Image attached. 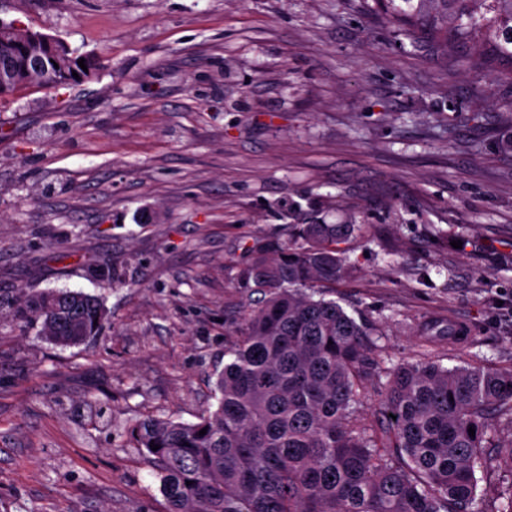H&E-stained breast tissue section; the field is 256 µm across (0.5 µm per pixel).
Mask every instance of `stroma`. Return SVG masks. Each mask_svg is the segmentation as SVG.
<instances>
[{
	"label": "stroma",
	"instance_id": "obj_1",
	"mask_svg": "<svg viewBox=\"0 0 512 512\" xmlns=\"http://www.w3.org/2000/svg\"><path fill=\"white\" fill-rule=\"evenodd\" d=\"M373 6L0 0L97 63L0 100V512H166L131 429L216 405L258 298L240 274L295 224L359 225L327 296L385 366L512 365V77L442 63ZM62 289L107 311L85 344L16 314Z\"/></svg>",
	"mask_w": 512,
	"mask_h": 512
}]
</instances>
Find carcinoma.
<instances>
[{"mask_svg":"<svg viewBox=\"0 0 512 512\" xmlns=\"http://www.w3.org/2000/svg\"><path fill=\"white\" fill-rule=\"evenodd\" d=\"M411 2L375 0L374 11L444 61L512 70V0ZM354 230L295 224L287 244L259 246L242 279L261 299L231 332L217 405L196 423L132 428L160 466L169 512H465L475 498L491 427L512 429V366L375 360L380 331L319 288L352 273L340 244ZM23 311L62 347L105 321L81 291L29 297ZM382 377L373 420L363 404Z\"/></svg>","mask_w":512,"mask_h":512,"instance_id":"carcinoma-1","label":"carcinoma"}]
</instances>
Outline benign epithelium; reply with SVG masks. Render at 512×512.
Listing matches in <instances>:
<instances>
[{
    "label": "benign epithelium",
    "instance_id": "obj_1",
    "mask_svg": "<svg viewBox=\"0 0 512 512\" xmlns=\"http://www.w3.org/2000/svg\"><path fill=\"white\" fill-rule=\"evenodd\" d=\"M27 37L34 38L41 44V48L29 53L26 64L23 68H17L11 59L7 57L0 58V85L4 86L13 83L16 87L27 84V78L36 72H48L46 58H51L54 63L64 69L75 71L79 78H70L69 82L74 84L82 81L91 75V72H85L78 64V56L73 54L68 47L48 35L32 36V32L15 23H6L0 21V39L4 37Z\"/></svg>",
    "mask_w": 512,
    "mask_h": 512
}]
</instances>
